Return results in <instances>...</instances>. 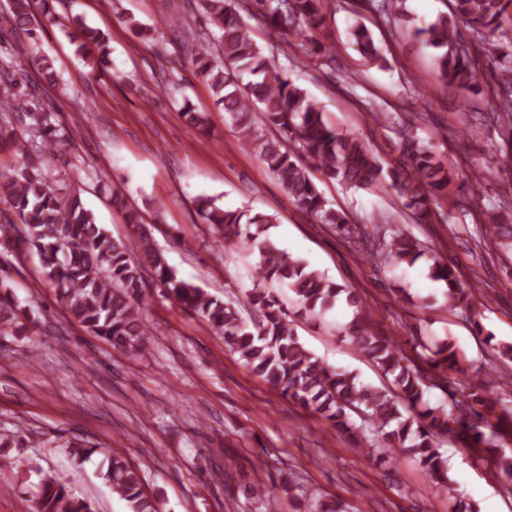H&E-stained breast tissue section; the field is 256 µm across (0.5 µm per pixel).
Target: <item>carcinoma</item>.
I'll use <instances>...</instances> for the list:
<instances>
[{
    "mask_svg": "<svg viewBox=\"0 0 512 512\" xmlns=\"http://www.w3.org/2000/svg\"><path fill=\"white\" fill-rule=\"evenodd\" d=\"M378 2L375 11L387 20L405 16L406 0ZM41 0L34 13L33 0H9L0 12V39L24 32L34 37L35 27L59 21L53 3ZM205 30L188 29L180 36L185 54L196 74L208 84L214 104L224 109L236 126L241 145L259 154L296 205L348 241L360 245L366 261L412 265L421 258L432 261L435 279L448 286V304L460 309L477 333L482 306L480 289L461 284L439 250L425 245L399 224L383 220L367 233L343 211L330 206L310 176L305 161L323 177L346 188L390 189L403 201L417 224H431L435 207L448 198L452 167L437 160L433 148L413 133V123L384 112L376 120L397 125L399 159L386 167L360 138L338 131L324 118L323 108L277 67L252 36L243 14L258 10L278 52L288 55L293 42L308 43L313 53L327 49L326 20L329 0H198ZM512 0H450V14L442 13L417 31L424 44L438 51L437 86L445 90L482 92L465 27L482 41L490 63L512 60V26L503 27L502 16ZM68 36L77 52L98 54L96 63L109 55L106 34L79 16L67 19ZM353 46L366 63L384 67L386 59L369 28L350 27ZM31 64L44 77L55 78L51 64L35 47L16 44L0 56V146H9L22 159L19 167L0 163V198L12 215L0 220V243L17 254L36 253L42 280L55 289L70 317L118 352L138 356L151 340L145 314L144 272L153 273L171 304L203 319L224 339V346L283 396L311 410L336 431L365 447L377 465L389 462L401 450L414 458L436 486L455 500L453 512H474L456 492L448 477L446 460L437 443L452 438L476 452L489 467L512 486V385L505 384L474 364L459 346L445 339L429 343L415 337L406 352L374 321L370 306L356 288L329 280L303 259L278 249L269 239L273 216L228 209L210 196L195 200L201 223L210 226L215 242L223 246L237 239L258 252L253 288L245 293L256 318L248 322L231 302L208 294L177 274L160 250L139 211L127 206L124 193L112 190V204L124 214L135 234L134 245L114 239L82 203L70 186H55L44 171L48 160L74 167L71 138L57 113L37 103L34 85L23 82V66ZM498 98L488 119L512 129V70L501 75L498 87L489 89ZM183 115L203 130L208 114L188 102ZM486 235L500 246H512V207L500 205L485 216ZM284 282L304 313L320 314L343 301L352 309L344 327L354 347L392 377L393 388L365 384L358 375L327 365L300 341L290 312L266 284ZM23 314L9 285L0 277V326L8 329ZM484 342L501 359L512 361V342ZM473 374L476 383L457 393L448 389V375ZM432 388L448 393L449 400L431 405ZM360 422H355V419ZM39 476V493L32 512H95L92 503L77 496L61 479L28 467L17 471L19 481L31 473ZM103 478L128 503L129 512H159L158 500L144 487L132 461L114 452Z\"/></svg>",
    "mask_w": 512,
    "mask_h": 512,
    "instance_id": "cac0c4a2",
    "label": "carcinoma"
}]
</instances>
